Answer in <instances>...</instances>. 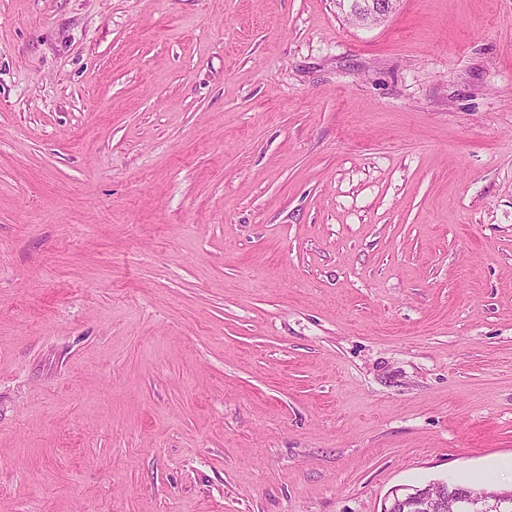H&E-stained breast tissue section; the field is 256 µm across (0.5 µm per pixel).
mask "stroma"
Returning <instances> with one entry per match:
<instances>
[{
    "instance_id": "obj_1",
    "label": "stroma",
    "mask_w": 512,
    "mask_h": 512,
    "mask_svg": "<svg viewBox=\"0 0 512 512\" xmlns=\"http://www.w3.org/2000/svg\"><path fill=\"white\" fill-rule=\"evenodd\" d=\"M512 489V0H0V512ZM347 1L350 6L355 10H366L369 8L373 0H344ZM398 0H374L371 9L365 12V14L353 13L352 18L358 25H369L377 23L391 14L395 8Z\"/></svg>"
}]
</instances>
